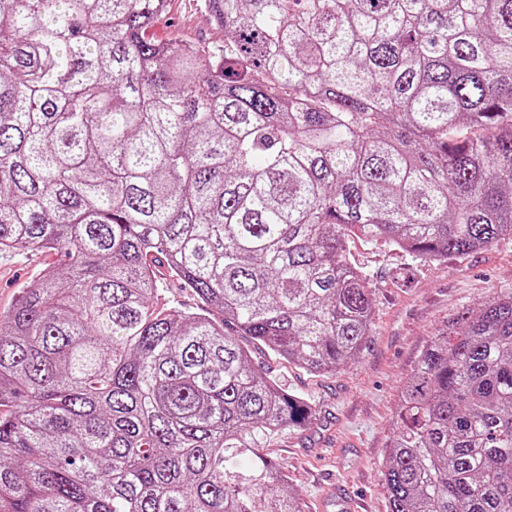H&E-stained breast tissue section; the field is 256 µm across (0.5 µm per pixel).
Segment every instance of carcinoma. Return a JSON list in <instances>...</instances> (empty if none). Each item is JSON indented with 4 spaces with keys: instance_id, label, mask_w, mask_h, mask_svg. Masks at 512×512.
I'll return each instance as SVG.
<instances>
[{
    "instance_id": "1",
    "label": "carcinoma",
    "mask_w": 512,
    "mask_h": 512,
    "mask_svg": "<svg viewBox=\"0 0 512 512\" xmlns=\"http://www.w3.org/2000/svg\"><path fill=\"white\" fill-rule=\"evenodd\" d=\"M0 0V512H304L259 446L368 336L350 235L425 261L512 237V0ZM220 314L153 307V265ZM388 512H512V296L406 378ZM201 0H170L168 8L152 28L163 40H184L200 47L224 44V31L201 8ZM55 251H27L0 253V314L15 303L20 286L36 278L41 271L57 265Z\"/></svg>"
}]
</instances>
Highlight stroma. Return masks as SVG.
<instances>
[{"instance_id":"stroma-1","label":"stroma","mask_w":512,"mask_h":512,"mask_svg":"<svg viewBox=\"0 0 512 512\" xmlns=\"http://www.w3.org/2000/svg\"><path fill=\"white\" fill-rule=\"evenodd\" d=\"M152 32L206 49L224 42L223 31L204 12L201 0H169ZM346 251L372 288V324L358 357L336 372L316 373L262 348L251 352L255 367L316 411L308 427L288 428L263 440L305 512H342L326 499L331 484L343 486L359 512H387L382 466L407 375L432 336L461 313L512 294L509 237L436 262L355 237L348 238ZM58 261L53 251L1 252L0 313L12 308L24 282Z\"/></svg>"}]
</instances>
